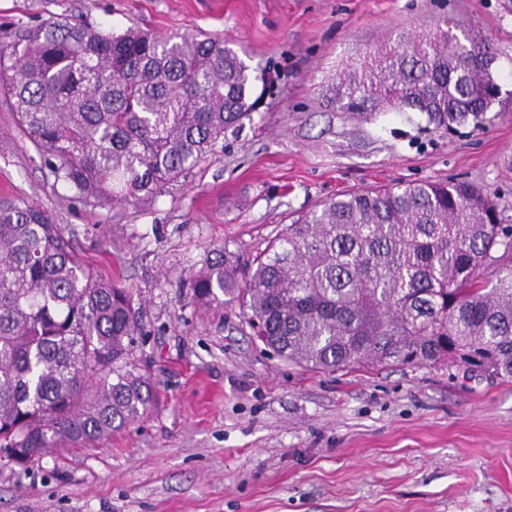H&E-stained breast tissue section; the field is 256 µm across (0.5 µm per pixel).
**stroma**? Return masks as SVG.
Listing matches in <instances>:
<instances>
[{
  "label": "stroma",
  "mask_w": 512,
  "mask_h": 512,
  "mask_svg": "<svg viewBox=\"0 0 512 512\" xmlns=\"http://www.w3.org/2000/svg\"><path fill=\"white\" fill-rule=\"evenodd\" d=\"M59 15L222 37L271 86L137 209L73 199L0 98V194L52 210L86 263L140 293L135 365L158 393L97 447L0 463V512H512V379L452 362L320 372L183 286L207 255L250 261L291 217L370 186L468 181L512 219V0H0V46ZM447 19L498 55L504 95L482 126L327 106L359 55Z\"/></svg>",
  "instance_id": "35a3bbf8"
}]
</instances>
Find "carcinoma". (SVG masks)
I'll use <instances>...</instances> for the list:
<instances>
[{"label":"carcinoma","instance_id":"carcinoma-1","mask_svg":"<svg viewBox=\"0 0 512 512\" xmlns=\"http://www.w3.org/2000/svg\"><path fill=\"white\" fill-rule=\"evenodd\" d=\"M494 49L446 29L368 54L328 105L419 112L480 126L500 102ZM265 82L217 37L114 34L55 17L0 47V94L55 182L98 206H143L250 116ZM185 287L238 304L290 362L458 360L512 378V225L467 182H405L320 203L246 270L224 251ZM141 306L88 266L41 204L0 200V458L25 469L51 448L99 443L151 407L135 371Z\"/></svg>","mask_w":512,"mask_h":512}]
</instances>
